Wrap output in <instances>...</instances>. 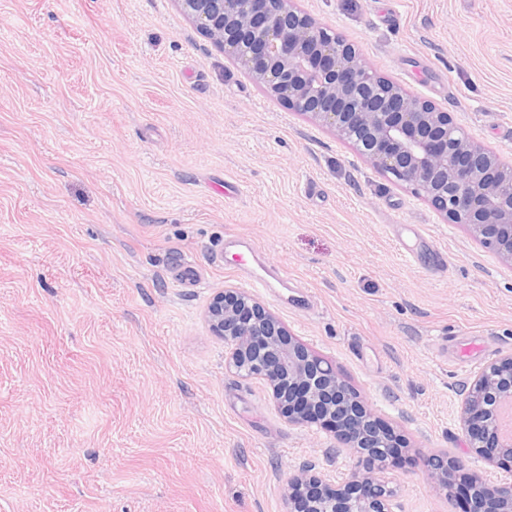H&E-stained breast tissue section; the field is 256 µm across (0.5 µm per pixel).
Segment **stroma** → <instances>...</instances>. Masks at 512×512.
<instances>
[{
    "mask_svg": "<svg viewBox=\"0 0 512 512\" xmlns=\"http://www.w3.org/2000/svg\"><path fill=\"white\" fill-rule=\"evenodd\" d=\"M297 5L512 162V0ZM231 236L308 303L253 297L409 448L512 477L461 420L466 383L512 354V266L174 0H0V512H286L303 465L354 468L226 366L203 312L248 288ZM389 476L394 512H460L422 468Z\"/></svg>",
    "mask_w": 512,
    "mask_h": 512,
    "instance_id": "stroma-1",
    "label": "stroma"
}]
</instances>
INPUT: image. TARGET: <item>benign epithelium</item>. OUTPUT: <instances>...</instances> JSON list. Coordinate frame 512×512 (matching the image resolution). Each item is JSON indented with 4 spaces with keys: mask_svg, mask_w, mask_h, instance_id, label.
Instances as JSON below:
<instances>
[{
    "mask_svg": "<svg viewBox=\"0 0 512 512\" xmlns=\"http://www.w3.org/2000/svg\"><path fill=\"white\" fill-rule=\"evenodd\" d=\"M212 44L231 55L289 109L347 141L392 181L413 187L442 220L461 224L512 265V163L471 139L450 115L373 70L360 51L295 6V0H175ZM225 362L263 381L288 422L328 428L338 447L357 455L335 487L315 467L288 477V512H392L386 476L402 447L332 365L299 342L248 293L216 292L205 311ZM471 450L512 471V438L499 412L512 404V355L487 364L464 389ZM433 488L463 501V512H512V482L462 476L446 453L417 456Z\"/></svg>",
    "mask_w": 512,
    "mask_h": 512,
    "instance_id": "obj_1",
    "label": "benign epithelium"
}]
</instances>
